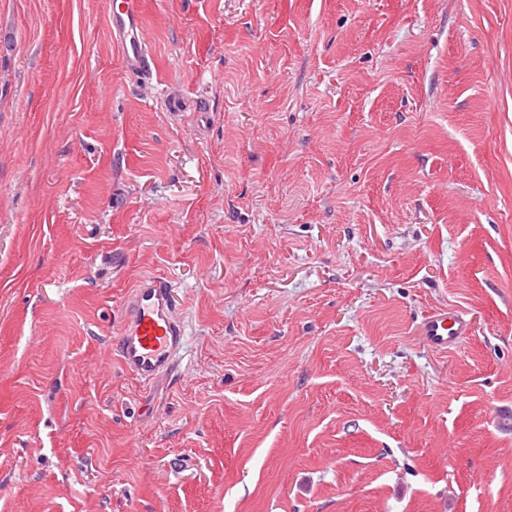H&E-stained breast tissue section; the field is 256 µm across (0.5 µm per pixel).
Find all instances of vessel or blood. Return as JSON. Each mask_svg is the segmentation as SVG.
<instances>
[{
	"instance_id": "vessel-or-blood-1",
	"label": "vessel or blood",
	"mask_w": 512,
	"mask_h": 512,
	"mask_svg": "<svg viewBox=\"0 0 512 512\" xmlns=\"http://www.w3.org/2000/svg\"><path fill=\"white\" fill-rule=\"evenodd\" d=\"M112 38L131 72L148 75L152 57L142 34L139 0H120L108 15ZM470 323L460 312L435 313L419 327L432 348L445 351L468 334ZM186 343L185 324L170 282L157 276L140 278L124 303L115 351L122 366L145 382L172 374Z\"/></svg>"
}]
</instances>
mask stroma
<instances>
[{
  "instance_id": "obj_1",
  "label": "stroma",
  "mask_w": 512,
  "mask_h": 512,
  "mask_svg": "<svg viewBox=\"0 0 512 512\" xmlns=\"http://www.w3.org/2000/svg\"><path fill=\"white\" fill-rule=\"evenodd\" d=\"M112 2L0 0V512H512V0ZM108 22L124 66L133 73L148 75L152 57L142 34L139 0H122L118 5L117 2L112 3ZM186 343L173 286L157 276L140 278L124 303L115 351L122 366L144 382L172 374ZM470 322L461 312L434 313L419 326V336L438 351H447L456 345L462 336H467Z\"/></svg>"
}]
</instances>
